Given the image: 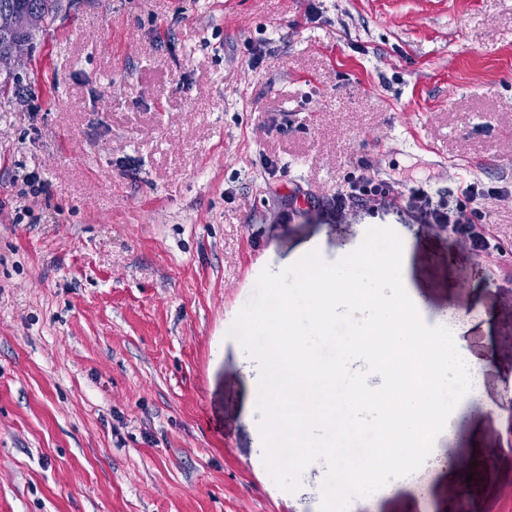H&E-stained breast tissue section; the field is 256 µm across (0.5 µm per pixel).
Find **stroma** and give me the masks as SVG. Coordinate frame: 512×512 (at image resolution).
Instances as JSON below:
<instances>
[{
    "mask_svg": "<svg viewBox=\"0 0 512 512\" xmlns=\"http://www.w3.org/2000/svg\"><path fill=\"white\" fill-rule=\"evenodd\" d=\"M365 162L477 184L512 243V0H59L0 90V512H319L322 463L293 493L266 472L227 331L263 269L371 226L428 325L477 319L459 352L486 365L424 465L350 512H512V275L398 201L276 221Z\"/></svg>",
    "mask_w": 512,
    "mask_h": 512,
    "instance_id": "obj_1",
    "label": "stroma"
}]
</instances>
